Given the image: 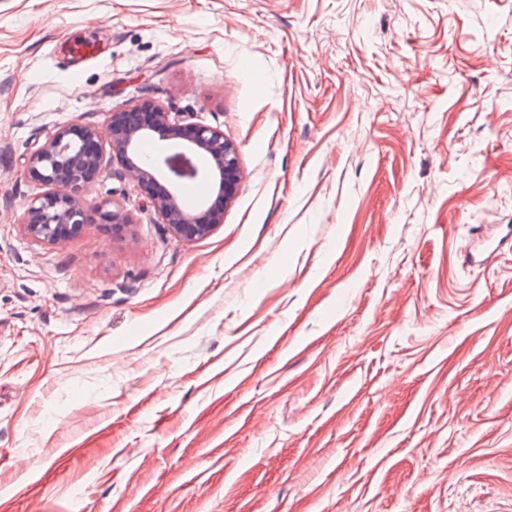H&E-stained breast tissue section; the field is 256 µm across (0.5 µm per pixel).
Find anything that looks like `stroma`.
Returning a JSON list of instances; mask_svg holds the SVG:
<instances>
[{
	"mask_svg": "<svg viewBox=\"0 0 512 512\" xmlns=\"http://www.w3.org/2000/svg\"><path fill=\"white\" fill-rule=\"evenodd\" d=\"M96 31V57L69 44ZM152 99L240 178L194 241L37 244L26 157ZM512 0H0V512H512Z\"/></svg>",
	"mask_w": 512,
	"mask_h": 512,
	"instance_id": "obj_1",
	"label": "stroma"
}]
</instances>
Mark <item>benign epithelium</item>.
Instances as JSON below:
<instances>
[{
    "label": "benign epithelium",
    "instance_id": "7a95c632",
    "mask_svg": "<svg viewBox=\"0 0 512 512\" xmlns=\"http://www.w3.org/2000/svg\"><path fill=\"white\" fill-rule=\"evenodd\" d=\"M159 137L175 140L189 152L203 157L212 181V197L192 204L175 187L160 192L158 162L141 154L144 142ZM120 158V176L136 183L150 198L161 223L183 241L210 235L223 223L224 208L239 178V150L224 131L206 125H181L172 113L150 99L110 113L105 128L70 124L58 128L25 160V175L48 190L33 197L24 212L26 234L40 243L62 244L80 235L85 225L98 220L115 226L127 223L119 209L92 207L84 192L102 176L103 145ZM179 163L166 161L177 178L194 176L196 170L183 153Z\"/></svg>",
    "mask_w": 512,
    "mask_h": 512
}]
</instances>
